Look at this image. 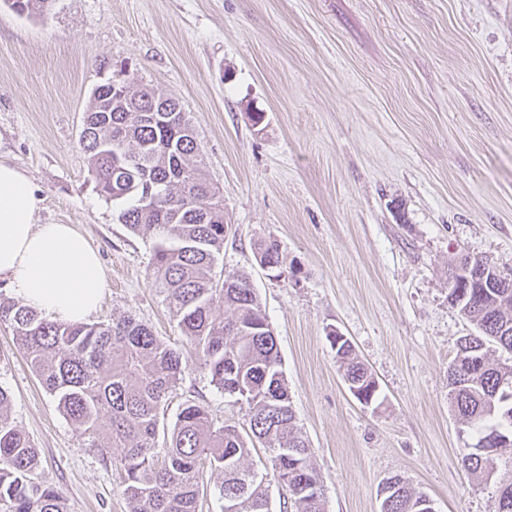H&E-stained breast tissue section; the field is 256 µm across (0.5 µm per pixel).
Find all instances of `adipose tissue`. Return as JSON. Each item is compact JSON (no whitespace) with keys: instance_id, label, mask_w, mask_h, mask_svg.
I'll list each match as a JSON object with an SVG mask.
<instances>
[{"instance_id":"ef3b65f1","label":"adipose tissue","mask_w":512,"mask_h":512,"mask_svg":"<svg viewBox=\"0 0 512 512\" xmlns=\"http://www.w3.org/2000/svg\"><path fill=\"white\" fill-rule=\"evenodd\" d=\"M31 177L0 158V279L22 303L64 323H82L105 287L99 254L72 224L39 221Z\"/></svg>"}]
</instances>
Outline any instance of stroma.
Returning a JSON list of instances; mask_svg holds the SVG:
<instances>
[{
	"label": "stroma",
	"mask_w": 512,
	"mask_h": 512,
	"mask_svg": "<svg viewBox=\"0 0 512 512\" xmlns=\"http://www.w3.org/2000/svg\"><path fill=\"white\" fill-rule=\"evenodd\" d=\"M178 98L229 224L217 278L249 276L276 338L325 512H380L399 476L436 512H497L512 448L489 473L460 464L469 425L448 365L470 326L448 302V264L512 272V0H55L44 16L0 0V156L43 197L40 221L76 225L106 286L93 323L130 316L189 365L183 402L248 434L247 406L211 383L155 288L151 242L95 190L79 138L113 66ZM277 241L288 280L255 260ZM380 386L349 391L327 333ZM0 388L70 512H128L112 463L62 413L0 325Z\"/></svg>",
	"instance_id": "stroma-1"
}]
</instances>
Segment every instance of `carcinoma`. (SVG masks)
Segmentation results:
<instances>
[{
    "instance_id": "cac0c4a2",
    "label": "carcinoma",
    "mask_w": 512,
    "mask_h": 512,
    "mask_svg": "<svg viewBox=\"0 0 512 512\" xmlns=\"http://www.w3.org/2000/svg\"><path fill=\"white\" fill-rule=\"evenodd\" d=\"M54 0H11L20 14H43ZM125 68L92 92L80 145L88 156L96 189L119 208L129 229L153 242V277L186 342L194 346L211 383L235 395L249 409L251 437L270 452L278 481L297 512H324L323 485L312 452L296 425L277 343L251 281L246 276L220 282L213 277L224 249V204L203 168L195 129L179 102L147 87L132 88ZM157 196L141 204L138 187ZM254 252L282 268L279 244L258 240ZM462 267L448 263V303L474 332L459 340L448 372V401L475 428L477 443L462 463L472 474L489 471L495 448L478 443L493 433L512 440V397L502 385L512 380V364L494 363L490 351L512 356V299L484 284L459 287ZM230 312L213 315L215 299ZM0 323L12 328L45 390L60 412L106 448L121 449L120 470L129 512H198L204 469L218 475L215 492L222 509L270 512L264 475L245 465L250 448L236 426L213 423L207 408L186 401L156 452L160 415L187 366L183 353L161 341L131 317L94 324H66L15 301H0ZM343 378L367 397H377L374 376L353 354L336 349ZM10 396L0 389V512H68L61 493L40 480L39 451L9 417ZM110 426H100L102 412ZM381 512H425L427 494L401 478L380 489Z\"/></svg>"
}]
</instances>
